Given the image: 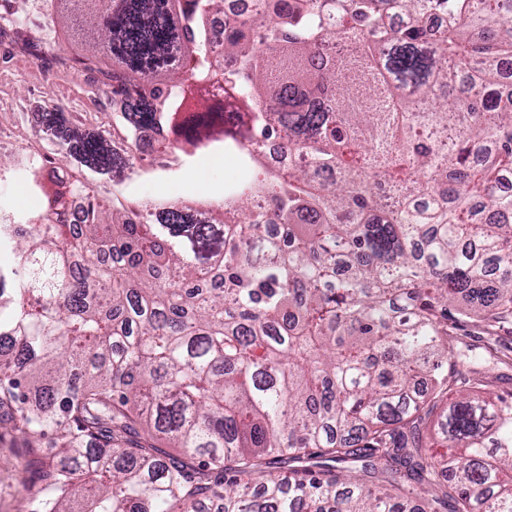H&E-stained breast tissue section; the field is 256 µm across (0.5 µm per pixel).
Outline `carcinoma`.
Listing matches in <instances>:
<instances>
[{
	"label": "carcinoma",
	"instance_id": "cac0c4a2",
	"mask_svg": "<svg viewBox=\"0 0 512 512\" xmlns=\"http://www.w3.org/2000/svg\"><path fill=\"white\" fill-rule=\"evenodd\" d=\"M223 6L0 13L3 61L48 75L52 49L132 101L95 123L25 98L0 112V138L36 133L0 145V188L41 199L0 204V426L28 448L32 512H512V398L448 381L460 318L512 321V0H256L212 53ZM336 39L356 53L325 67ZM461 68L481 94L463 97ZM143 129L153 162L133 174ZM282 133L294 160L276 168L258 146ZM212 150L245 168L223 199L124 195Z\"/></svg>",
	"mask_w": 512,
	"mask_h": 512
}]
</instances>
